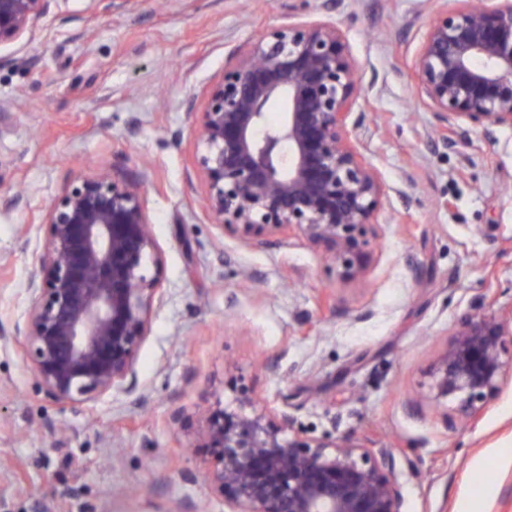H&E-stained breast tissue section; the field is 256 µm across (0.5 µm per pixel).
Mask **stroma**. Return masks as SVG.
Wrapping results in <instances>:
<instances>
[{
    "label": "stroma",
    "instance_id": "stroma-1",
    "mask_svg": "<svg viewBox=\"0 0 512 512\" xmlns=\"http://www.w3.org/2000/svg\"><path fill=\"white\" fill-rule=\"evenodd\" d=\"M54 0L0 46V328L27 316L45 204L78 173L137 175L164 295L138 390L58 410L0 345V512H224L205 469L217 401L285 410L307 437L392 449L403 512H512V381L445 428L430 377L464 313L512 303V130L431 142L410 64L437 0ZM344 30L387 196L361 272L301 237L243 244L201 206L189 113L270 25Z\"/></svg>",
    "mask_w": 512,
    "mask_h": 512
}]
</instances>
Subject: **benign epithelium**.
<instances>
[{
  "label": "benign epithelium",
  "instance_id": "1",
  "mask_svg": "<svg viewBox=\"0 0 512 512\" xmlns=\"http://www.w3.org/2000/svg\"><path fill=\"white\" fill-rule=\"evenodd\" d=\"M54 0H0V45L19 40ZM343 29L323 21L267 28L224 64L191 129L203 207L247 245L292 234L325 249L341 278L362 269L386 186L364 156L365 113ZM419 100L441 136L512 129V0L443 2L412 60ZM279 121H268L272 103ZM151 174L78 173L43 212L47 237L24 284V323L0 329L44 397L62 408L137 387L163 265L145 197ZM505 324L463 315L429 397L451 402L448 428L475 421L512 380ZM217 465L207 480L224 512H403L389 448L305 438L286 410L219 411L207 420Z\"/></svg>",
  "mask_w": 512,
  "mask_h": 512
}]
</instances>
